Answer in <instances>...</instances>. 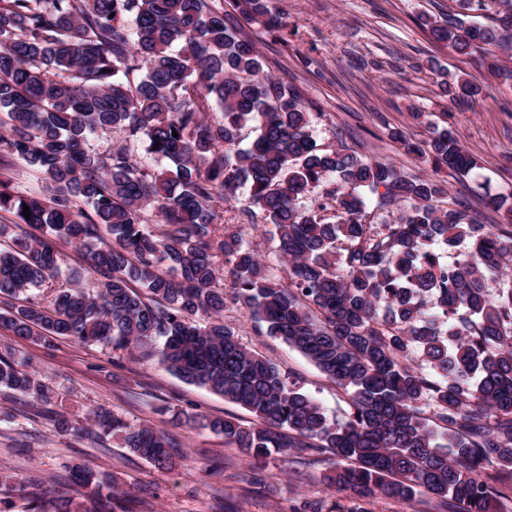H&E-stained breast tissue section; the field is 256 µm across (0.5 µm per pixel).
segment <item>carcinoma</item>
I'll return each mask as SVG.
<instances>
[{"instance_id": "obj_1", "label": "carcinoma", "mask_w": 512, "mask_h": 512, "mask_svg": "<svg viewBox=\"0 0 512 512\" xmlns=\"http://www.w3.org/2000/svg\"><path fill=\"white\" fill-rule=\"evenodd\" d=\"M232 2L288 44L271 0ZM455 2L444 20H424L431 35L458 54L487 53V74L511 78L512 0ZM479 16L488 23L469 21ZM440 87L466 104L483 92L445 74ZM311 126L301 92L264 70L221 0H0V169L19 161L40 182L20 194L0 179V210L15 217L0 224V328L156 357L242 407L256 423L179 408L174 417L224 436L249 461L252 485L266 484L264 459L305 448L331 457L323 481L348 493L347 512H371L378 495L422 494L434 512H496L512 489V285L500 284L512 270V225L483 224L462 201L441 206L447 189L431 175L407 177L344 144L323 148ZM248 127L251 140L236 148ZM390 135L434 173L478 168L446 127L423 141ZM135 146L170 168L139 165ZM243 186L248 224L276 228L286 285L241 227L224 225ZM482 202L512 217V193L487 189ZM437 242L467 251L445 262ZM67 245L86 268L62 280ZM234 308L344 390L345 419L243 345L225 315ZM2 387L36 408L53 399L7 348ZM52 421L78 438L116 436L155 467L181 456L167 430L104 407L91 426L60 413ZM25 499L24 512L149 506L121 503L116 479L87 464ZM296 512L336 505L308 498Z\"/></svg>"}]
</instances>
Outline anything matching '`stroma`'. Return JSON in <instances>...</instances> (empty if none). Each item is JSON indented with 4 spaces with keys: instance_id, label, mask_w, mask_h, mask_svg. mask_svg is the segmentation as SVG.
Wrapping results in <instances>:
<instances>
[{
    "instance_id": "35a3bbf8",
    "label": "stroma",
    "mask_w": 512,
    "mask_h": 512,
    "mask_svg": "<svg viewBox=\"0 0 512 512\" xmlns=\"http://www.w3.org/2000/svg\"><path fill=\"white\" fill-rule=\"evenodd\" d=\"M452 0H273L274 10L293 35L288 45L275 43L263 24L240 21L264 57L267 71L297 86L321 107L312 118L319 144L334 147L339 139L372 160L394 164L410 176L428 166L406 154L389 136L399 127L412 139L429 136L430 124L445 125L478 158L479 167L465 180L449 172L438 178L448 185V200H466L480 208L481 183L512 192V80L486 77L477 57L461 56L431 40L424 18L442 19ZM450 73L480 80L483 94L468 107L443 97L430 59ZM426 113L420 124L411 112ZM230 320L241 342L296 375L328 416L348 409V396L304 356L280 339L257 335L248 316L234 311ZM11 348L30 359L55 392L51 408L73 423L83 422L97 407L110 409L133 423L168 425L185 452L168 470L157 469L121 447L77 440L59 433L52 421L22 413L21 396L0 389V512H23L19 484L38 479L41 489L63 481L70 467L86 463L111 473L123 490L155 492L149 512H216L221 503L237 512H291L304 498L334 497L338 512L350 502L332 494L322 481L326 456L295 451L288 461H268L267 483L249 484V464L221 436L198 427L166 423L156 412L171 403L192 414L251 415L208 389L188 384L158 359L140 360L124 351L85 346L66 338L52 344L20 339L0 330V350Z\"/></svg>"
}]
</instances>
